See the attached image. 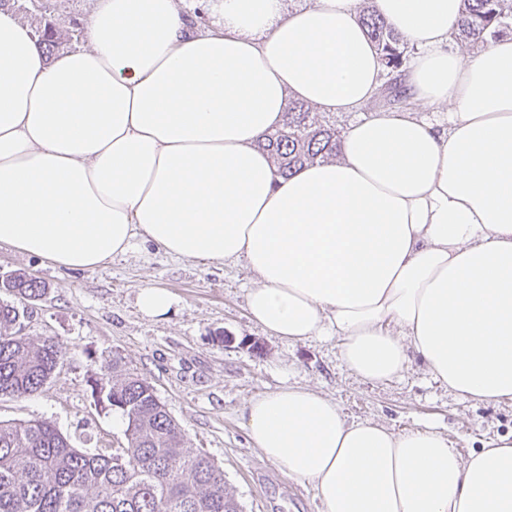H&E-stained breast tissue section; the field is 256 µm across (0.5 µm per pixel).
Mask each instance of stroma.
<instances>
[{"label": "stroma", "mask_w": 512, "mask_h": 512, "mask_svg": "<svg viewBox=\"0 0 512 512\" xmlns=\"http://www.w3.org/2000/svg\"><path fill=\"white\" fill-rule=\"evenodd\" d=\"M17 14L68 33L64 51L83 47L95 0H25ZM0 272H22L47 291L27 302L25 336L55 337L67 353L51 380L29 397L1 398L0 421L48 420L79 448L125 445L120 411L95 404L89 379L121 357L123 368L150 383L181 426L189 447L206 452L243 512H320L311 487L289 480L254 448L244 424L247 403L284 384L311 387L336 401L347 420H372L396 430L431 428L468 456L488 440L512 441V400L480 402L448 393L412 359L403 375L365 383L340 359L332 337L287 344L252 323L242 266L165 255L146 245L94 270H66L0 245ZM163 288L175 304L162 317L137 304L146 287Z\"/></svg>", "instance_id": "1"}]
</instances>
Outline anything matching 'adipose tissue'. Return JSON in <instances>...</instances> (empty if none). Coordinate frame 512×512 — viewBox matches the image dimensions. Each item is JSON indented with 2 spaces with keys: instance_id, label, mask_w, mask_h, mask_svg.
Instances as JSON below:
<instances>
[{
  "instance_id": "1",
  "label": "adipose tissue",
  "mask_w": 512,
  "mask_h": 512,
  "mask_svg": "<svg viewBox=\"0 0 512 512\" xmlns=\"http://www.w3.org/2000/svg\"><path fill=\"white\" fill-rule=\"evenodd\" d=\"M374 5L416 50L411 102L443 118L362 116L285 178L259 142L289 101L360 112L387 80L359 0H208L209 28L179 0H97L87 46L51 62L0 10V244L73 269L144 244L241 263L271 336L340 337L367 382L414 354L461 396L512 398V36L465 56L461 0ZM244 420L321 512H512V441L464 458L288 384Z\"/></svg>"
}]
</instances>
